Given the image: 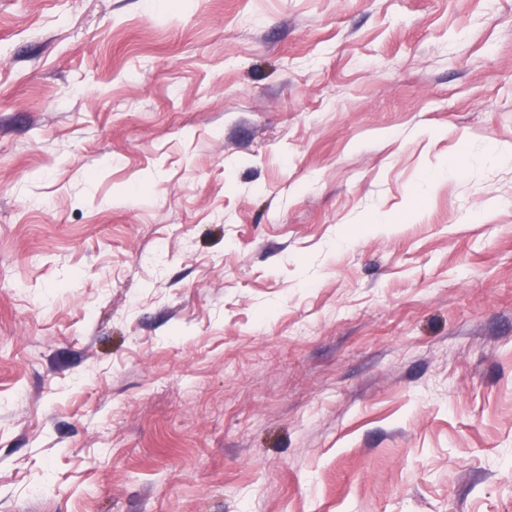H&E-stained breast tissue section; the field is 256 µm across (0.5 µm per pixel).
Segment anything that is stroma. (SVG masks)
I'll list each match as a JSON object with an SVG mask.
<instances>
[{
    "mask_svg": "<svg viewBox=\"0 0 512 512\" xmlns=\"http://www.w3.org/2000/svg\"><path fill=\"white\" fill-rule=\"evenodd\" d=\"M512 0H0V512H512Z\"/></svg>",
    "mask_w": 512,
    "mask_h": 512,
    "instance_id": "stroma-1",
    "label": "stroma"
}]
</instances>
